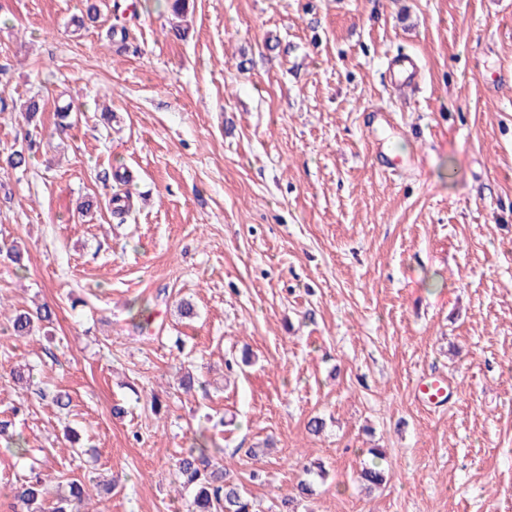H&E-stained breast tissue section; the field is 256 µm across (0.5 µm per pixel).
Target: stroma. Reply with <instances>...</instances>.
Masks as SVG:
<instances>
[{"label": "stroma", "instance_id": "stroma-1", "mask_svg": "<svg viewBox=\"0 0 512 512\" xmlns=\"http://www.w3.org/2000/svg\"><path fill=\"white\" fill-rule=\"evenodd\" d=\"M117 18L123 46L102 37ZM172 21L168 0H0V157L36 141L0 170V244L24 254L0 258V304L54 312L25 338L0 317V418L27 406L0 512L32 471L111 481L87 512H177L197 439L266 508L307 481L297 512H512V0H193L185 37ZM397 53L420 64L406 94ZM378 107L395 124L368 131ZM438 374L453 399L419 409Z\"/></svg>", "mask_w": 512, "mask_h": 512}]
</instances>
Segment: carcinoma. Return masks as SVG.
<instances>
[{"label": "carcinoma", "mask_w": 512, "mask_h": 512, "mask_svg": "<svg viewBox=\"0 0 512 512\" xmlns=\"http://www.w3.org/2000/svg\"><path fill=\"white\" fill-rule=\"evenodd\" d=\"M34 143L9 154L3 163L12 169L26 165ZM112 213L121 215L130 208V196L117 188L110 199ZM53 311L43 305L34 311L20 310L9 317L8 322L17 336H31L52 323ZM0 445L5 450H24L21 435L14 429V423L0 419ZM218 448L193 444L177 458L175 475L182 490L189 492L190 501L186 512H262L259 505L246 495L226 469L217 461ZM388 474L378 463L364 466L357 474V481L367 489L379 487L387 482ZM49 494L46 482L39 476L25 478L16 487L15 497L25 512H45L44 501ZM89 498L88 490L78 480L69 482V495L58 501L54 512H81V504Z\"/></svg>", "instance_id": "obj_1"}]
</instances>
